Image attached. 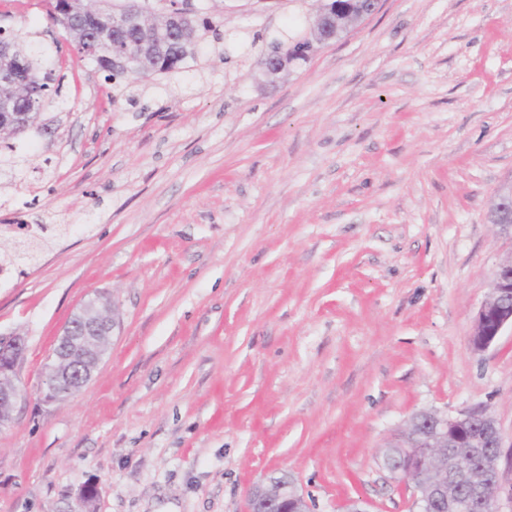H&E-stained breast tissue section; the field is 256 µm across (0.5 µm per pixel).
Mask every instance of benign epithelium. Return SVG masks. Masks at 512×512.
Wrapping results in <instances>:
<instances>
[{"instance_id":"7a95c632","label":"benign epithelium","mask_w":512,"mask_h":512,"mask_svg":"<svg viewBox=\"0 0 512 512\" xmlns=\"http://www.w3.org/2000/svg\"><path fill=\"white\" fill-rule=\"evenodd\" d=\"M359 0H349L347 5L330 3L316 15L314 39L307 40L303 47L279 53L272 61L259 64L262 75L270 82L288 73L291 64L301 57H309L315 46L324 45L336 39V14L350 18L354 26L366 17L375 14L380 0L367 13L356 8ZM161 8L145 10L133 3L123 9L110 8L109 0H88L87 12L98 15L112 9V14H135L143 27L154 39L162 37L157 25L147 21L149 17H161L169 25H181L192 21L188 0H160ZM27 60L25 45L14 39L10 30L0 25V77L5 68L21 65ZM41 99V90L30 89L26 96L27 111L11 109V100H0V120L13 124L17 131L24 133L37 120L31 118V110ZM489 219L498 231L512 239V181L497 191L489 209ZM111 310V301H91L68 322L60 343L54 353L55 359L49 366L45 379V399L53 401L63 395L80 391L91 375L81 370L84 353L94 349L95 357L101 356L96 349L102 340L108 338L116 322L106 317L104 311ZM512 329V257L502 260L494 271L491 288L475 316L470 344L474 351L489 349L506 329ZM24 352L23 339L12 335L0 336V427L12 423L13 409L21 389L15 382L17 366ZM72 362V368L63 371L60 362ZM425 423L418 421L405 427L398 436L397 447L407 448L403 454L402 468L396 473L400 479L413 483V507L416 512H427L431 505L448 506L450 512H462L466 508L463 493L478 502L486 512H501L502 500L512 502V481L505 472L512 471V452L504 451L505 441L497 420L485 407L476 406L455 415L420 411ZM445 448H456L453 462H448L443 453ZM437 466L442 471L451 470L449 479L440 478L434 483H422L425 468ZM263 503L274 512H305L307 500L303 494L289 485H281L269 492L262 489L256 496L248 495V503Z\"/></svg>"}]
</instances>
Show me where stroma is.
<instances>
[{
  "label": "stroma",
  "mask_w": 512,
  "mask_h": 512,
  "mask_svg": "<svg viewBox=\"0 0 512 512\" xmlns=\"http://www.w3.org/2000/svg\"><path fill=\"white\" fill-rule=\"evenodd\" d=\"M221 31H305L314 0H192ZM0 0L59 92L0 164V333L25 340L0 512H247L288 472L313 512H411L380 464L407 419L482 404L512 438V332L470 346L512 241V0H381L273 84L206 40L180 72L105 83L46 14ZM140 108H130L126 94ZM90 381L41 392L98 293ZM489 219L501 234L512 241V181L497 191L489 209Z\"/></svg>",
  "instance_id": "obj_1"
}]
</instances>
